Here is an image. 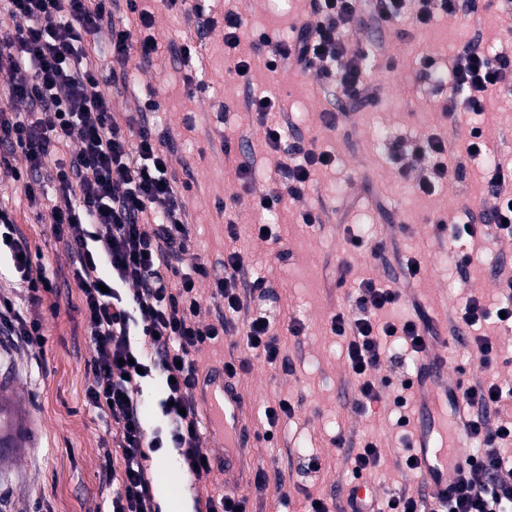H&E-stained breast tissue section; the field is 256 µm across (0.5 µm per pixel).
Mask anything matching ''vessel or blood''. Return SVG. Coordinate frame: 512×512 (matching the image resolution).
I'll list each match as a JSON object with an SVG mask.
<instances>
[{
  "instance_id": "b4317fda",
  "label": "vessel or blood",
  "mask_w": 512,
  "mask_h": 512,
  "mask_svg": "<svg viewBox=\"0 0 512 512\" xmlns=\"http://www.w3.org/2000/svg\"><path fill=\"white\" fill-rule=\"evenodd\" d=\"M417 369L416 475L423 497L431 499L446 491L460 476L456 463L448 462L445 453L434 448L432 440L438 428L436 410L447 403L448 392L455 389L457 382L449 374L447 360L435 341L419 356ZM197 396L208 432L224 442V476L232 481L230 489L241 491L247 480L251 450L250 438L242 425L239 394L226 381L223 370L217 369L200 378Z\"/></svg>"
}]
</instances>
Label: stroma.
<instances>
[{"label": "stroma", "instance_id": "1", "mask_svg": "<svg viewBox=\"0 0 512 512\" xmlns=\"http://www.w3.org/2000/svg\"><path fill=\"white\" fill-rule=\"evenodd\" d=\"M143 6L154 15V31L161 42L192 44L205 63L207 88L195 94L189 92L176 61L140 75L143 92L155 93L165 112L163 124L176 148L174 176L177 182L192 184L185 204L194 220L195 253L210 262L214 274H223L224 228L235 222L241 232L239 244L249 259L273 268L270 296L278 298L280 307L304 327L302 335L293 337L287 333L285 317L277 319L272 331L286 339L283 358L271 364L263 355L250 354L249 372L235 382L247 425L260 435L252 449L254 465H278L285 480L283 493L251 495L250 512H300L309 496L335 504L346 499L359 479L381 495L399 489L418 493L414 475L403 469L411 453L413 428L398 425L399 409L377 405L369 415L353 410L356 386L345 359L346 341L327 329L330 314L346 302L345 289L336 285V265L345 259L353 278L394 283L408 301L419 302L430 316L439 318V334L455 339L447 350L449 370L463 382L482 375L471 355L474 337H490L497 353L490 374L500 384H512V328L493 319L472 327L453 324L456 310L469 296H478L490 308L498 304L497 273L512 270V239L456 242L437 237L432 225L435 217L463 220L494 204L480 175L483 159L467 157L463 149L476 117L463 113L456 125L446 124L441 109L447 87L416 79L422 56L444 65L472 41H482L493 52L511 53L512 0H478L470 16L435 17L427 26L411 28L403 44L395 30L368 23L358 32V40L371 43L378 58L395 56L396 64L391 70H372L377 103L355 109L332 131L322 127L319 115L340 106L334 86L292 67L268 70L257 57L251 61V83L243 84L232 71L233 57L224 47L222 26L201 31L192 8L172 12L163 0H144ZM208 7L219 19L226 9H240L249 28L282 37L290 34L308 4L306 0H210ZM268 91L280 99L281 109L270 119L286 123L287 144L315 141L334 162L316 174L302 202L282 205L274 239L263 241L250 235L256 214L249 205L226 212L218 204L238 192L231 165L242 157H250L256 168L254 194H261L278 177V157L264 150L263 130L244 107L246 98ZM490 107L495 119L486 125L485 136L491 156L512 165V97L493 95ZM429 132L442 134L449 165L463 164L465 174L424 195L413 181L397 175L388 143L394 137ZM0 201L12 207L33 262L57 273L55 292L33 303L8 264L0 265V293L15 299L26 319L41 321L45 337L42 347L12 358L0 350V397L14 407L22 426L18 447L5 449L6 459L0 463V512H100L108 494L101 477L104 449H111L115 467L123 462L111 416L86 402L87 389L94 382L93 347L85 332L81 292L69 255L55 238L51 202L29 201L22 187L7 177L0 179ZM311 207L322 211V224H302L301 212ZM355 224L388 241L382 258L350 250L344 228ZM454 251L470 254L467 270L440 262L441 254ZM407 253L418 255L424 267L423 275L413 282L399 266L400 256ZM282 398L290 401L295 413L280 422L272 441L262 440L263 409ZM339 436L348 442L378 443L384 450L379 465L355 476L345 450L334 444ZM311 453L323 458L324 472L307 469L305 457ZM148 465L157 498L168 499L172 512H193L197 485L218 489L224 482L219 471L200 481L187 477L169 450L159 451Z\"/></svg>", "mask_w": 512, "mask_h": 512}]
</instances>
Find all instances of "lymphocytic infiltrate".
Wrapping results in <instances>:
<instances>
[{
    "label": "lymphocytic infiltrate",
    "mask_w": 512,
    "mask_h": 512,
    "mask_svg": "<svg viewBox=\"0 0 512 512\" xmlns=\"http://www.w3.org/2000/svg\"><path fill=\"white\" fill-rule=\"evenodd\" d=\"M137 2L125 0L118 15L113 0H0L14 21L13 29L0 30V68L18 74L8 98L0 101V172L19 183L30 201L52 196L55 235L73 258L94 351L95 381L87 403L111 415L124 458L106 512H160L146 461L163 447L178 452L190 477L211 472L199 446V374L193 352L224 336L239 337L245 354L230 357L226 372L236 379L250 369L248 353L262 352L273 363L285 351L269 316L244 302L246 292H264L267 280L245 281L250 263L237 246L234 222L226 224L223 276L211 277L207 260L199 257L181 267L182 255L193 247L184 203L191 185L177 183L172 175L175 149L160 130L159 102L146 99L141 111L122 122L112 113L104 81L129 89L136 70L159 65L167 53L178 57L187 86H204L203 60L196 50L159 43L151 32L152 14ZM406 2L309 0L311 17L294 26L291 36L274 41L256 34L250 49L264 54L267 69L292 65L313 71L349 102H371L376 93L367 77L375 54L371 45L353 44L349 38L368 20L397 25L406 16ZM105 55L113 65L104 75L99 64ZM449 81L453 91L442 112L448 124H455L462 112L485 116L489 92L512 95V55L468 43L454 56ZM279 107L274 94L250 101L266 146L280 155L281 173L277 183L254 196L257 234L281 204L300 201L316 172L332 162L316 145H285L282 126L269 121ZM389 154L400 176L415 179L427 195L460 175L449 165L445 140L436 133L393 139ZM18 155L24 167L13 166ZM483 180L496 204L486 216L470 218L462 230L472 238H512V166H485ZM2 245L30 298L52 291L46 268L33 265L27 239L1 202ZM203 282L211 298L224 306L216 322L208 324L198 319ZM401 300L398 289L362 279L354 283L347 306L330 317L331 332L347 341L357 410L368 411L384 400L389 381L376 373L395 360L387 339H403L417 355L437 334L422 309L396 322L381 320V312ZM1 328L23 347L44 343L41 322L24 319L2 294ZM155 372L168 380L161 411L173 425L163 437L148 436L141 419L142 380ZM448 401L467 409L468 436L480 445L479 459H466L463 477L432 504L399 490L389 495L386 512H512V465L500 449L512 441V389L478 378L458 385Z\"/></svg>",
    "instance_id": "1"
}]
</instances>
